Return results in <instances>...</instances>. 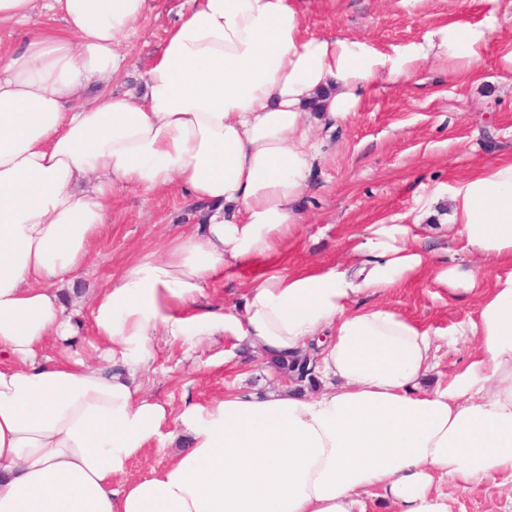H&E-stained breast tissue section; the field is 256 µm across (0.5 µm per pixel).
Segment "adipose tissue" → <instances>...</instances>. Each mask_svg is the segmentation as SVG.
Here are the masks:
<instances>
[{
  "label": "adipose tissue",
  "mask_w": 512,
  "mask_h": 512,
  "mask_svg": "<svg viewBox=\"0 0 512 512\" xmlns=\"http://www.w3.org/2000/svg\"><path fill=\"white\" fill-rule=\"evenodd\" d=\"M0 0L22 37L0 54V512H452L436 488L512 480V273L480 292L462 327L478 355L426 387L437 334L354 300L433 277L476 291L473 270L437 266L408 224H373L347 267L276 266L300 228L295 203L324 131L378 84L432 61L476 65L495 17L459 20L391 55L306 36L303 0H190L137 87L119 40L151 0ZM180 184L203 218L66 299L107 227L115 187ZM467 251L512 262V160L448 189ZM251 270L239 312L206 300L225 266ZM90 305L103 364L45 354L75 341ZM229 336L267 358L315 346L321 386L243 389L179 414L137 381L152 339ZM170 463L130 478L152 443Z\"/></svg>",
  "instance_id": "1"
}]
</instances>
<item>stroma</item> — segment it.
Wrapping results in <instances>:
<instances>
[{
    "label": "stroma",
    "mask_w": 512,
    "mask_h": 512,
    "mask_svg": "<svg viewBox=\"0 0 512 512\" xmlns=\"http://www.w3.org/2000/svg\"><path fill=\"white\" fill-rule=\"evenodd\" d=\"M186 0H157V8L137 25L128 48L131 88L166 32L178 20ZM496 16L499 25L473 69L449 75L431 62L411 80L368 90L357 111L337 121L327 135L324 157L297 203L301 227L280 260L294 269L309 263L344 264L350 237L379 222L399 223L401 216H419V196L435 195L436 217L428 242L435 259L475 271L480 289L491 287L495 275L512 266L485 264L464 247L456 228L444 227L451 212L448 186L482 165L512 157V0H307V35H336L365 41L377 51L393 54L421 42L433 27L451 19L478 22ZM109 229L96 244L85 270L73 280L83 294L98 282L116 276L136 255L163 239L189 233L199 213L178 185L154 193L134 186L117 187L108 201ZM247 270H225L207 291L225 310L241 307ZM358 304L383 305L430 328L450 342L437 353L435 381L448 382L477 354V343L454 333L474 316L478 292L449 295L429 279L408 282L378 296L358 297ZM155 360L139 382L143 391L179 412L184 402L207 403L225 390L248 387L264 392L287 384L261 354L217 336L187 348L164 337L154 340ZM454 512H499L503 501L494 484L468 490L441 484Z\"/></svg>",
    "instance_id": "35a3bbf8"
}]
</instances>
